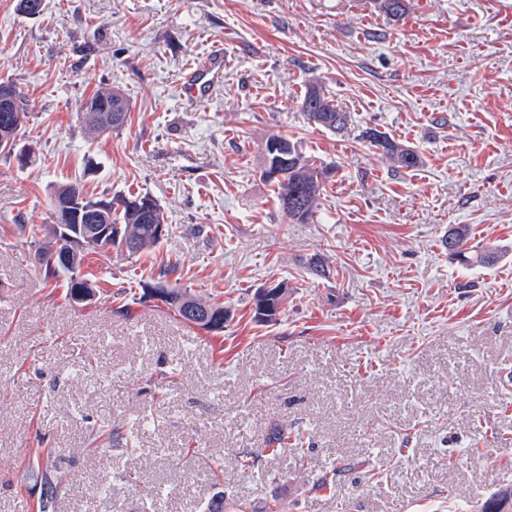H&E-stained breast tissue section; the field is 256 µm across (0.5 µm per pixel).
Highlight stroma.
Wrapping results in <instances>:
<instances>
[{"label":"stroma","instance_id":"35a3bbf8","mask_svg":"<svg viewBox=\"0 0 512 512\" xmlns=\"http://www.w3.org/2000/svg\"><path fill=\"white\" fill-rule=\"evenodd\" d=\"M0 0V81L28 103L27 163L0 154V512H479L512 488V0ZM228 59L208 96L182 79ZM317 84L347 131L307 124ZM114 88L121 129L81 123ZM375 128L423 164L395 172ZM274 134L330 171L293 224L259 177ZM149 195L169 231L145 254H88L90 303L32 256L54 188ZM454 224L468 253L448 255ZM321 258L325 275L309 263ZM164 281L229 310L223 333L152 297ZM286 285L276 320L254 295ZM290 439L266 451L273 428ZM107 456H100V449ZM255 455L247 468V455ZM335 472L329 490L318 480ZM79 111L78 116L82 123L106 132L124 126L129 112V103L120 91L104 89L85 99ZM111 111L112 125L106 120V116ZM467 236L465 225H453L448 229V239L445 246L448 248V255L458 259L461 264H470L471 259L463 250L464 241ZM68 482L66 474L61 473L60 471H55L53 473H51V471H46L43 475V486H45V492L43 497L40 498V502L38 504L39 512L49 511L55 501L58 491L62 487L66 486Z\"/></svg>","mask_w":512,"mask_h":512}]
</instances>
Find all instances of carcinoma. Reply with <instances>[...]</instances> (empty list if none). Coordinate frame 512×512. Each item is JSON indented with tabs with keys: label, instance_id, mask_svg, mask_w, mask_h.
Instances as JSON below:
<instances>
[{
	"label": "carcinoma",
	"instance_id": "obj_1",
	"mask_svg": "<svg viewBox=\"0 0 512 512\" xmlns=\"http://www.w3.org/2000/svg\"><path fill=\"white\" fill-rule=\"evenodd\" d=\"M370 4L374 11L392 20H399L407 14L409 0H370ZM14 93L19 104L15 110L7 113V118L0 117V154L10 156L17 152L24 157L26 150L19 145L18 134L24 125L27 110L21 90L16 87ZM128 112L129 103L120 91L104 89L81 103L78 116L82 123L106 132L124 126ZM300 112L308 122L316 126L331 131L348 129L349 115L339 111L316 85L307 87L300 102ZM109 114L112 115L110 122L106 120ZM362 136L371 146L380 150L396 170H411L423 163L417 151L398 143L384 132L368 128L362 132ZM327 175L328 172L314 166L302 154L298 144L288 136L273 134L266 140L260 177L275 186L279 209L289 221L305 224L312 218ZM78 200L88 205L100 203V200L86 196L80 184L71 182L58 187L51 199V209ZM101 215L103 218L100 223L121 225L120 240L94 239L85 243V247L103 256L116 244H126L127 251L132 255L155 247L160 238L154 235L153 225L166 223L163 209L148 195L111 198L106 201V210ZM466 236V226L458 224L448 229V239L445 240L448 255L462 264L471 263L470 257L463 250ZM62 250L63 245L59 244V239L48 241L47 246L38 253L35 272L47 278L67 274L65 298L69 301L74 300L77 292L93 296V283L78 273L84 259L83 252H78L71 262L63 263L54 258L55 253ZM287 294L288 289L279 285L259 290L254 297L255 317L267 322L275 320ZM165 304L182 321L188 324L195 322L198 328L207 333L218 334L224 331L228 310L222 304L210 303L175 287L168 289ZM208 311L219 314V317L212 324L198 322V317L205 316ZM67 484L66 474L59 471L45 473V492L38 504L39 512H49L58 491ZM481 512H512V489L496 493L483 504Z\"/></svg>",
	"mask_w": 512,
	"mask_h": 512
}]
</instances>
